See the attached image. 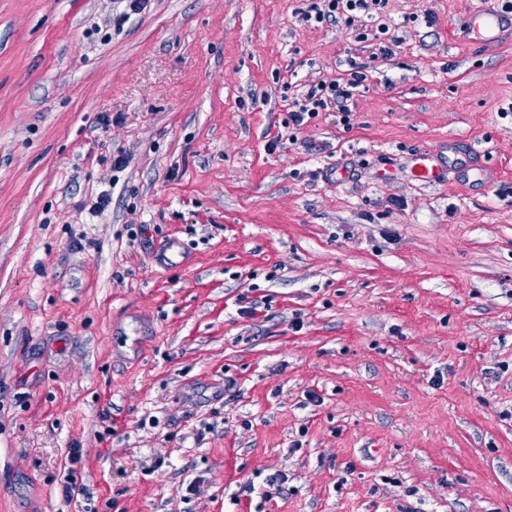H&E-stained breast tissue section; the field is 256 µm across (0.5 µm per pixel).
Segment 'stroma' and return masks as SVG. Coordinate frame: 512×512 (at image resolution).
I'll use <instances>...</instances> for the list:
<instances>
[{
    "instance_id": "stroma-1",
    "label": "stroma",
    "mask_w": 512,
    "mask_h": 512,
    "mask_svg": "<svg viewBox=\"0 0 512 512\" xmlns=\"http://www.w3.org/2000/svg\"><path fill=\"white\" fill-rule=\"evenodd\" d=\"M466 6L0 0V512H512V45ZM303 13V20L317 23L342 21L346 26L354 22L358 11H367L371 5H379L380 0H310ZM351 79L346 83L334 81L330 83L318 84L310 87L308 91L303 94L302 98H297L292 102V107L289 108V124L293 126H301L304 124L306 116L311 119L318 114V108L327 106V101L336 103L339 112L348 113L350 107L348 102L353 97V91L365 79L362 72L367 67L357 63L353 59H349ZM354 70V71H353ZM413 170L416 178L424 183H440L448 179V174L435 163L434 156L421 151L414 156Z\"/></svg>"
}]
</instances>
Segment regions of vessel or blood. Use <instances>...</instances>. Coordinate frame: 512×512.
<instances>
[{
  "label": "vessel or blood",
  "mask_w": 512,
  "mask_h": 512,
  "mask_svg": "<svg viewBox=\"0 0 512 512\" xmlns=\"http://www.w3.org/2000/svg\"><path fill=\"white\" fill-rule=\"evenodd\" d=\"M463 40L477 47L496 46L512 40V6L507 0H470L460 27ZM413 170L418 180L438 183L447 177L430 152L415 155Z\"/></svg>",
  "instance_id": "vessel-or-blood-1"
}]
</instances>
